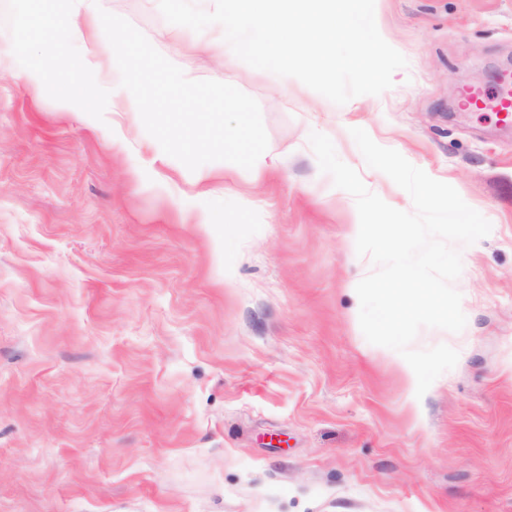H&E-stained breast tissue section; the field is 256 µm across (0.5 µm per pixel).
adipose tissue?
<instances>
[{"label":"adipose tissue","instance_id":"ef3b65f1","mask_svg":"<svg viewBox=\"0 0 512 512\" xmlns=\"http://www.w3.org/2000/svg\"><path fill=\"white\" fill-rule=\"evenodd\" d=\"M76 2L77 7L71 14L58 17L56 20L59 32L67 43L76 48L75 54L61 57L55 66L54 72L62 76L61 81L57 83L58 103L63 109L92 115L98 112V103L89 102L85 83L70 79L69 73L75 68L88 74L95 70L90 46L99 34L96 27L99 3L98 0ZM51 73L30 71L25 73L24 80L30 88L35 89L45 83Z\"/></svg>","mask_w":512,"mask_h":512}]
</instances>
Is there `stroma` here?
<instances>
[{
    "mask_svg": "<svg viewBox=\"0 0 512 512\" xmlns=\"http://www.w3.org/2000/svg\"><path fill=\"white\" fill-rule=\"evenodd\" d=\"M70 6L0 20V46H28L0 56V512H512V125L461 107L512 66V0H375L408 66L341 106L225 65L221 26L177 43L158 0H102L193 79L257 100L283 159L258 183L161 158L139 114L105 112L120 85L108 40L96 119L31 93L21 76L64 51L52 20ZM354 128L492 225L460 249L465 328L413 342L459 353L419 400L397 352L361 331L355 287L374 266L348 235L354 197L309 144L329 136L412 211Z\"/></svg>",
    "mask_w": 512,
    "mask_h": 512,
    "instance_id": "1",
    "label": "stroma"
}]
</instances>
